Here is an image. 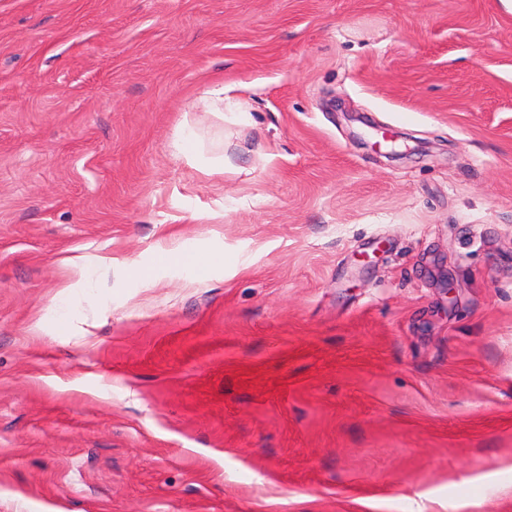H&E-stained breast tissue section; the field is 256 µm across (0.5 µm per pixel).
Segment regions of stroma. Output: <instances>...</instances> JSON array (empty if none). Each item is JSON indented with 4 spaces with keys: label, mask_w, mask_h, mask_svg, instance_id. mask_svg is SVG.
<instances>
[{
    "label": "stroma",
    "mask_w": 512,
    "mask_h": 512,
    "mask_svg": "<svg viewBox=\"0 0 512 512\" xmlns=\"http://www.w3.org/2000/svg\"><path fill=\"white\" fill-rule=\"evenodd\" d=\"M0 512H512L502 0H0Z\"/></svg>",
    "instance_id": "1"
}]
</instances>
